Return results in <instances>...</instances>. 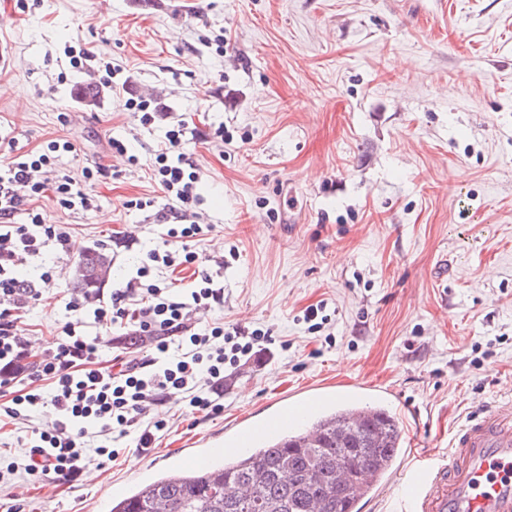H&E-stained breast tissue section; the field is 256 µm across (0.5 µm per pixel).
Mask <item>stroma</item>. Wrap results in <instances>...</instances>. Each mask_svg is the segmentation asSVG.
Here are the masks:
<instances>
[{
  "label": "stroma",
  "mask_w": 512,
  "mask_h": 512,
  "mask_svg": "<svg viewBox=\"0 0 512 512\" xmlns=\"http://www.w3.org/2000/svg\"><path fill=\"white\" fill-rule=\"evenodd\" d=\"M69 46L109 57L114 84L71 68ZM180 123L201 173L191 247L224 287L200 320L266 336L225 364L220 410L172 396L147 452L118 440L71 484L17 472L0 512H110L112 486L313 385L382 383L365 401L437 458L484 407L512 410V0H0V133L15 141L0 155L67 141L57 174L96 171L90 209L37 202L70 242L54 283L22 272L45 289L19 311L33 355L71 318L84 253L111 255L108 296L162 248L155 154ZM48 417L0 421V452L23 463Z\"/></svg>",
  "instance_id": "1"
}]
</instances>
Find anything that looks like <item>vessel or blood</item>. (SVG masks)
I'll list each match as a JSON object with an SVG mask.
<instances>
[{"instance_id":"obj_1","label":"vessel or blood","mask_w":512,"mask_h":512,"mask_svg":"<svg viewBox=\"0 0 512 512\" xmlns=\"http://www.w3.org/2000/svg\"><path fill=\"white\" fill-rule=\"evenodd\" d=\"M312 389L297 403L235 432L230 447H251L317 410ZM398 512H512V413L487 408L456 436L446 459L418 460L405 475Z\"/></svg>"}]
</instances>
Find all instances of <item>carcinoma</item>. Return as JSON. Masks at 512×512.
I'll use <instances>...</instances> for the list:
<instances>
[{
    "mask_svg": "<svg viewBox=\"0 0 512 512\" xmlns=\"http://www.w3.org/2000/svg\"><path fill=\"white\" fill-rule=\"evenodd\" d=\"M100 254L78 262L73 288L91 295ZM402 449L399 420L385 408L363 416L337 407L252 453L208 468L173 469L112 504L111 512H356L368 478L384 476Z\"/></svg>",
    "mask_w": 512,
    "mask_h": 512,
    "instance_id": "cac0c4a2",
    "label": "carcinoma"
}]
</instances>
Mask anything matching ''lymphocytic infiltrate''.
Instances as JSON below:
<instances>
[{"mask_svg":"<svg viewBox=\"0 0 512 512\" xmlns=\"http://www.w3.org/2000/svg\"><path fill=\"white\" fill-rule=\"evenodd\" d=\"M185 145L184 127L170 129L155 157V175L171 202L169 212L183 222L169 235L182 240V247L151 250L136 278L113 289L109 302L71 303L72 320L39 359L32 358L13 312L38 300L42 292L23 287L20 269L47 249L67 251L70 234L63 225L46 223L31 204L50 191L61 209L90 208L94 173L86 167L77 177L46 179L56 165V152L70 151L67 142L53 141L46 150L0 160V410L15 420L38 408L51 409L54 415L52 431L31 432L24 470L32 477L76 481L98 458L116 457V450L106 444L116 436L137 434L138 448L147 450L163 423L145 421V413L163 405L168 395H181L198 411L218 409L227 356L250 354L260 337L256 331L242 336L220 322L196 332L189 325L192 315L223 303L224 290L203 270L205 256L188 245L202 231L201 225L185 221L201 174L188 162ZM19 214L26 215L25 223L16 222ZM179 263L201 268L188 296L148 282L151 265L170 268ZM131 316L137 317L138 331L149 338L151 351L117 370L103 359L96 339L81 329L89 319L109 328Z\"/></svg>","mask_w":512,"mask_h":512,"instance_id":"f902f5d3","label":"lymphocytic infiltrate"}]
</instances>
